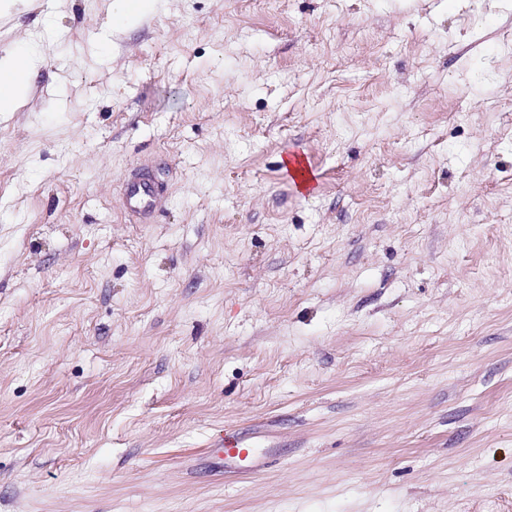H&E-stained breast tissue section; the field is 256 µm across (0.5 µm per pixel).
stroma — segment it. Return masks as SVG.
Instances as JSON below:
<instances>
[{
    "mask_svg": "<svg viewBox=\"0 0 512 512\" xmlns=\"http://www.w3.org/2000/svg\"><path fill=\"white\" fill-rule=\"evenodd\" d=\"M111 4L0 17V512H512V0ZM147 0H114L112 14L121 23H129L135 16L142 13ZM23 46H16L0 55V77L7 76L8 81L0 83V112H11L28 86L31 73L23 63ZM125 199L127 205L134 211L150 213L158 194V189L151 183L139 177H132L125 184ZM211 451L218 457L223 458L225 464L232 465L237 462H247L252 473L259 469L262 460L267 457V455L256 454L253 448H236L229 444L224 445V438H220L215 448H211Z\"/></svg>",
    "mask_w": 512,
    "mask_h": 512,
    "instance_id": "obj_1",
    "label": "stroma"
}]
</instances>
